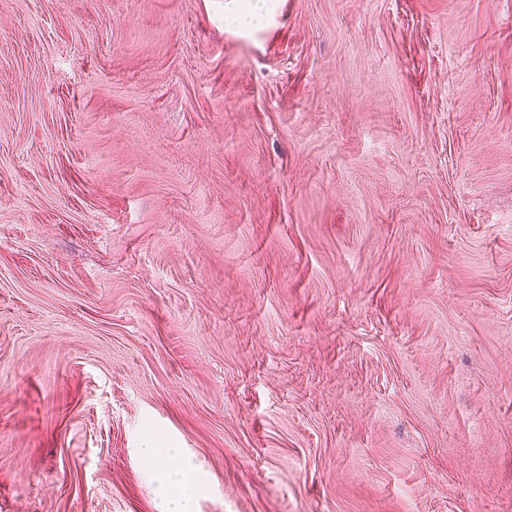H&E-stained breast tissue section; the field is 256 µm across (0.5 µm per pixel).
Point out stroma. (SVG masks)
<instances>
[{
    "label": "stroma",
    "mask_w": 512,
    "mask_h": 512,
    "mask_svg": "<svg viewBox=\"0 0 512 512\" xmlns=\"http://www.w3.org/2000/svg\"><path fill=\"white\" fill-rule=\"evenodd\" d=\"M512 512V0H0V512ZM268 0H229L224 4V19L235 23L241 31L260 27L271 20ZM165 455L180 458L181 466L165 470L158 489L159 512H193L192 503L196 496V486L189 482V477L194 473V467L189 460L181 456L178 448H166Z\"/></svg>",
    "instance_id": "obj_1"
}]
</instances>
